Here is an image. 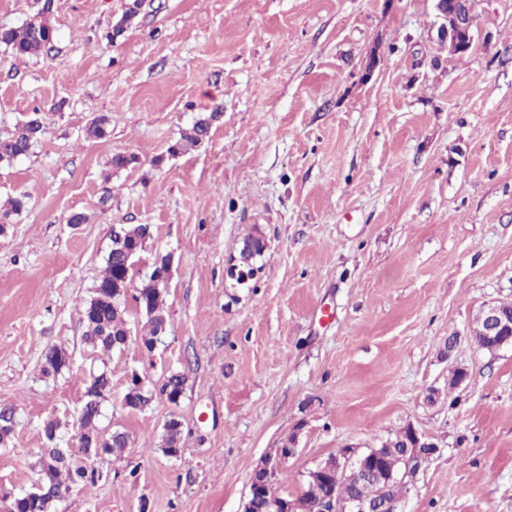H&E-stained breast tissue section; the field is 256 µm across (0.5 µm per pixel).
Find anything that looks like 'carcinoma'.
I'll return each instance as SVG.
<instances>
[{
	"mask_svg": "<svg viewBox=\"0 0 512 512\" xmlns=\"http://www.w3.org/2000/svg\"><path fill=\"white\" fill-rule=\"evenodd\" d=\"M53 7V0H44L39 16L41 27L36 30L27 22L17 27H0V46L10 51L16 58L37 55L50 48L55 39V29L46 18ZM216 113L199 116L192 126L181 133L180 139L169 147V153L176 155L185 152L205 140L211 130ZM41 126L29 122L12 136L0 139V164L10 165L17 158L26 155ZM124 244L138 251L143 249L150 236L147 224L123 225ZM242 246L251 248V263H256L263 256L266 243L262 236L250 233L242 240ZM135 271L126 263L124 254L117 249V241L106 258V267L98 278L93 296L81 307L82 321L85 323V340L94 349L103 351L120 350L126 346L130 330L125 315L128 313L124 302L127 288L132 284ZM167 278L163 274V259L153 263L150 275L144 276L133 296L136 307L147 318L148 329L140 336V341L148 351L154 349L159 327L166 322L165 296ZM55 360L44 358L43 373H58L68 367L66 350L61 347L50 349ZM184 378L177 374L170 375L161 386L160 392L173 404L178 403L183 393ZM111 390V378L104 371L91 373L85 379V403L81 409L80 442L82 448L103 449V453L115 458L123 457L129 450L130 436L123 431L105 434L98 427L100 402ZM152 394L144 389L138 376H133L127 388L124 402L131 410H143L151 401ZM404 431L400 430L381 442L383 464L391 465L393 452L399 450L400 439ZM162 448L169 455L180 452L182 430L179 421L173 419L164 426L161 437ZM37 481L43 485L39 498L25 495L13 499L7 506L8 512H50L52 504L58 499L57 493L69 489V484L78 480L94 482L88 476L86 467L77 464L69 457L62 458L55 448H45L33 463ZM335 493L339 512H349L353 498L376 499L382 495L392 498L401 497L406 486L392 482L385 484L378 481H366L359 484L349 482L347 476L336 470H329L323 475L306 476L303 490L296 497L289 498L293 503L292 512H318L319 502L328 494Z\"/></svg>",
	"mask_w": 512,
	"mask_h": 512,
	"instance_id": "cac0c4a2",
	"label": "carcinoma"
}]
</instances>
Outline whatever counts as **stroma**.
<instances>
[{"label":"stroma","instance_id":"obj_1","mask_svg":"<svg viewBox=\"0 0 512 512\" xmlns=\"http://www.w3.org/2000/svg\"><path fill=\"white\" fill-rule=\"evenodd\" d=\"M53 0L50 50L0 47V138L38 119L30 152L0 167V506L58 447L96 472L52 512H244L263 456L295 437L276 489L346 446L405 427L436 452L401 512H512V349L471 334L512 302V0H477L475 42L450 54L434 0ZM218 113L191 150L168 148ZM109 119V135L87 128ZM135 155L110 169L112 154ZM87 220L71 226V214ZM116 224H146L141 263L170 259L167 329L154 350L130 309L124 350L84 340ZM267 249L247 284L242 239ZM64 348L68 370L44 374ZM467 373L449 390L450 369ZM107 371L98 426L122 458L79 449L83 379ZM155 397L123 401L132 374ZM185 378L178 404L158 390ZM181 423L178 455L160 446Z\"/></svg>","mask_w":512,"mask_h":512}]
</instances>
